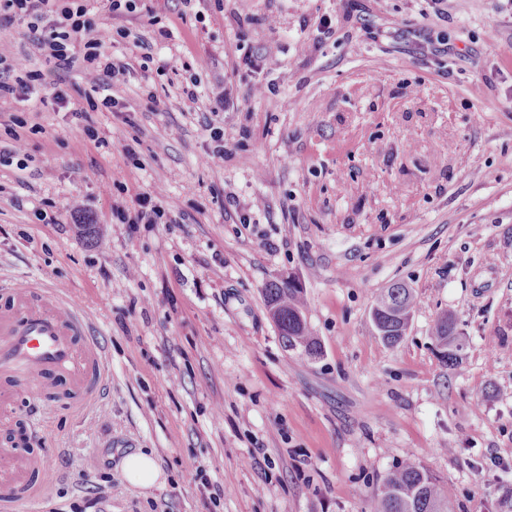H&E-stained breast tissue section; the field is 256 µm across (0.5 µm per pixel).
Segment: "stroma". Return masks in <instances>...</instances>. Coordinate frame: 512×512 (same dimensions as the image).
Instances as JSON below:
<instances>
[{
	"mask_svg": "<svg viewBox=\"0 0 512 512\" xmlns=\"http://www.w3.org/2000/svg\"><path fill=\"white\" fill-rule=\"evenodd\" d=\"M359 2L398 29L423 7ZM344 6L193 0L115 86L121 112L0 97V283L62 289L104 369L85 401L0 400V441L43 458L48 512H375L407 458L453 487L454 512H504L512 0H448L443 29L467 53L446 60L371 39ZM231 11L260 17L247 42L267 65L238 82L217 159L203 122L237 44ZM143 192L169 218L119 223L113 203ZM288 276L318 357L284 348L263 301ZM396 282L416 305L389 346L370 310ZM447 312L467 341L455 370L431 336ZM138 451L162 472L152 487L122 475Z\"/></svg>",
	"mask_w": 512,
	"mask_h": 512,
	"instance_id": "35a3bbf8",
	"label": "stroma"
}]
</instances>
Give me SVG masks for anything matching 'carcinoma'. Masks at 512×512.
I'll list each match as a JSON object with an SVG mask.
<instances>
[{"mask_svg":"<svg viewBox=\"0 0 512 512\" xmlns=\"http://www.w3.org/2000/svg\"><path fill=\"white\" fill-rule=\"evenodd\" d=\"M263 297L284 347L299 349L311 358L319 356L320 345L311 336L305 315L302 286L282 279L266 285ZM414 304L413 289L402 283L393 284L380 295L371 310V321L384 342L394 346L402 340ZM433 336L442 349L444 362L458 367L466 340L455 318L449 314L439 317ZM376 512H453V491L421 464L403 460L386 476Z\"/></svg>","mask_w":512,"mask_h":512,"instance_id":"cac0c4a2","label":"carcinoma"}]
</instances>
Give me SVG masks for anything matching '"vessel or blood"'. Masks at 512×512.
<instances>
[{
  "label": "vessel or blood",
  "instance_id": "b4317fda",
  "mask_svg": "<svg viewBox=\"0 0 512 512\" xmlns=\"http://www.w3.org/2000/svg\"><path fill=\"white\" fill-rule=\"evenodd\" d=\"M0 293L11 299L0 309V377L16 381L31 396L43 393L41 378L48 371L67 374L81 392L100 388V355L82 313L41 289L6 286Z\"/></svg>",
  "mask_w": 512,
  "mask_h": 512
}]
</instances>
